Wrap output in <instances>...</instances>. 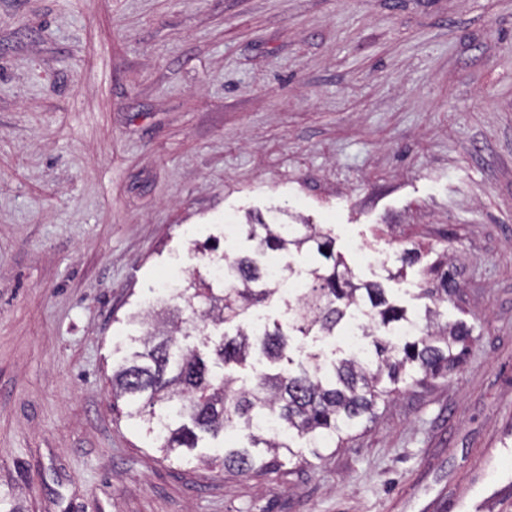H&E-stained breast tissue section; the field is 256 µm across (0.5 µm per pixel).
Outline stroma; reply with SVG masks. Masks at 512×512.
Returning <instances> with one entry per match:
<instances>
[{
	"mask_svg": "<svg viewBox=\"0 0 512 512\" xmlns=\"http://www.w3.org/2000/svg\"><path fill=\"white\" fill-rule=\"evenodd\" d=\"M408 313L445 260L461 368L263 476L113 411L173 265L269 209ZM418 265L388 280L405 248ZM497 454L473 484L478 454ZM512 0H0V512H422L512 503Z\"/></svg>",
	"mask_w": 512,
	"mask_h": 512,
	"instance_id": "stroma-1",
	"label": "stroma"
}]
</instances>
